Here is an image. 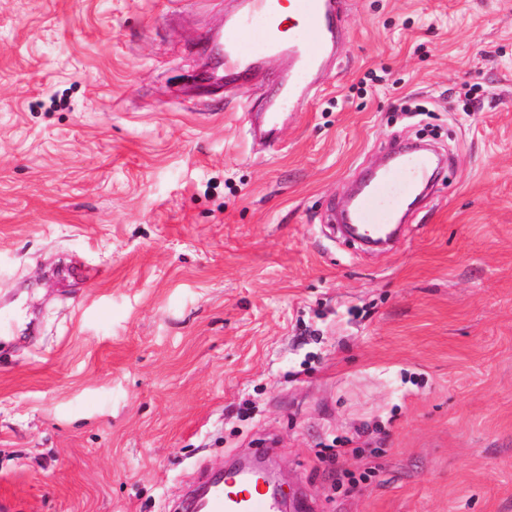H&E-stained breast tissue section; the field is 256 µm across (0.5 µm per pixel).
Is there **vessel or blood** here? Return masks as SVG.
<instances>
[{
  "label": "vessel or blood",
  "mask_w": 512,
  "mask_h": 512,
  "mask_svg": "<svg viewBox=\"0 0 512 512\" xmlns=\"http://www.w3.org/2000/svg\"><path fill=\"white\" fill-rule=\"evenodd\" d=\"M344 0H291L299 22L288 39H281L278 0H249L247 13L228 22L224 31V64L243 83H251L269 56L287 55L288 66L278 75L279 93L251 119L253 134L275 141L279 112L318 90L326 48L337 46L343 22ZM433 169L424 152L396 154L392 164L369 181L341 213L344 224L359 225L365 239L388 236L394 213L413 190L428 180ZM203 512H281L278 496L266 492L257 479L228 475L212 482Z\"/></svg>",
  "instance_id": "1"
}]
</instances>
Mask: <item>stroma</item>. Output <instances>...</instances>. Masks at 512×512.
I'll return each instance as SVG.
<instances>
[{
  "mask_svg": "<svg viewBox=\"0 0 512 512\" xmlns=\"http://www.w3.org/2000/svg\"><path fill=\"white\" fill-rule=\"evenodd\" d=\"M246 5L0 0V512H180L266 447L309 512H512V0H351L273 146L278 63L202 77ZM422 140L400 244L331 236Z\"/></svg>",
  "mask_w": 512,
  "mask_h": 512,
  "instance_id": "stroma-1",
  "label": "stroma"
}]
</instances>
